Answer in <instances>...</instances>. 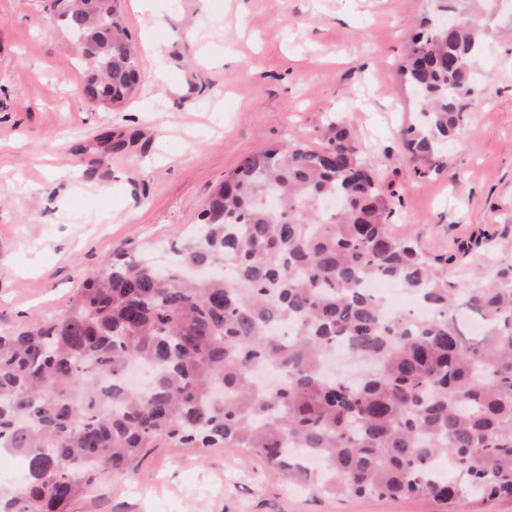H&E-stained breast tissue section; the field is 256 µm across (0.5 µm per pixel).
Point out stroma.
I'll list each match as a JSON object with an SVG mask.
<instances>
[{
	"instance_id": "stroma-1",
	"label": "stroma",
	"mask_w": 512,
	"mask_h": 512,
	"mask_svg": "<svg viewBox=\"0 0 512 512\" xmlns=\"http://www.w3.org/2000/svg\"><path fill=\"white\" fill-rule=\"evenodd\" d=\"M426 0H123L142 55L113 111L84 75L46 0H0V334L65 311L84 275L124 247L164 268L226 173L285 142L316 144L331 118L394 195L389 230L468 284L512 262V0L488 19L476 99L437 167L398 128L415 116L397 66ZM63 166L59 177L50 169ZM71 512H445L429 498L318 497L270 478L233 445L159 440L104 473Z\"/></svg>"
}]
</instances>
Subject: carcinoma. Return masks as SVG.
Returning <instances> with one entry per match:
<instances>
[{
    "instance_id": "1",
    "label": "carcinoma",
    "mask_w": 512,
    "mask_h": 512,
    "mask_svg": "<svg viewBox=\"0 0 512 512\" xmlns=\"http://www.w3.org/2000/svg\"><path fill=\"white\" fill-rule=\"evenodd\" d=\"M432 2L452 26L425 17L397 69L419 90V119L398 135L421 166L467 120L495 6ZM120 3L51 4L86 94L114 110L139 82ZM321 137L317 148L269 146L227 173L181 266L161 272L114 252L61 316L0 335V449L27 461L21 483L0 485V512H69L100 473L125 474L161 439L247 448L272 477L317 494L448 507L512 498V264L452 284L411 238L388 232L393 194L347 128L335 118ZM379 278L427 315H388L367 288ZM338 351L364 365L359 378L325 375ZM131 362L152 368L146 388L125 384ZM261 365L281 378L258 386ZM309 457L324 468L308 469Z\"/></svg>"
}]
</instances>
